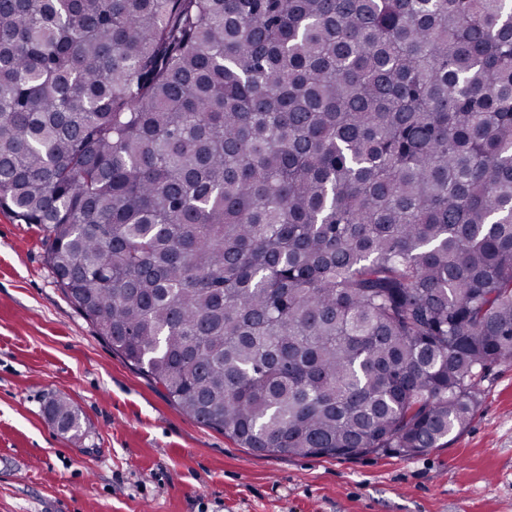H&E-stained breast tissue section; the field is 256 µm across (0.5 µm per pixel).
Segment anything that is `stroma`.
I'll return each instance as SVG.
<instances>
[{
	"instance_id": "stroma-1",
	"label": "stroma",
	"mask_w": 512,
	"mask_h": 512,
	"mask_svg": "<svg viewBox=\"0 0 512 512\" xmlns=\"http://www.w3.org/2000/svg\"><path fill=\"white\" fill-rule=\"evenodd\" d=\"M59 395L83 436L48 419ZM0 512H512V359L444 447L259 454L113 353L54 283L41 230L0 209Z\"/></svg>"
}]
</instances>
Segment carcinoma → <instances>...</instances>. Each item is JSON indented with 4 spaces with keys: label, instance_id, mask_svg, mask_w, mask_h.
I'll use <instances>...</instances> for the list:
<instances>
[{
    "label": "carcinoma",
    "instance_id": "obj_1",
    "mask_svg": "<svg viewBox=\"0 0 512 512\" xmlns=\"http://www.w3.org/2000/svg\"><path fill=\"white\" fill-rule=\"evenodd\" d=\"M0 209L204 426L439 448L512 358V0H0Z\"/></svg>",
    "mask_w": 512,
    "mask_h": 512
}]
</instances>
